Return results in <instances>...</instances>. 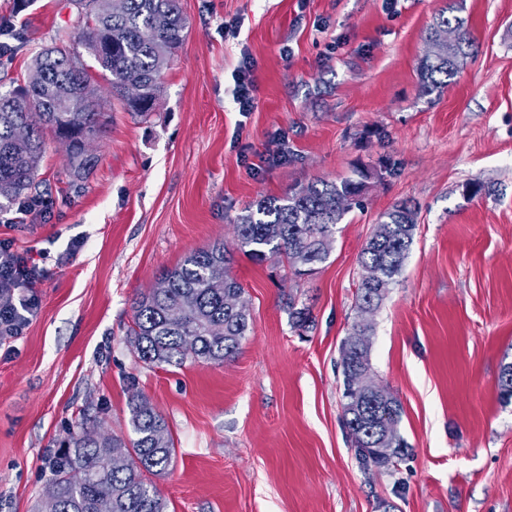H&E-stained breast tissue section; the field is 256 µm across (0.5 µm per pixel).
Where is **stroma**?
<instances>
[{
  "mask_svg": "<svg viewBox=\"0 0 512 512\" xmlns=\"http://www.w3.org/2000/svg\"><path fill=\"white\" fill-rule=\"evenodd\" d=\"M474 51L443 92H422L425 36L447 4ZM185 40L152 112L110 119L97 165L70 184L66 148L39 166L50 214L0 241L42 260L38 309L0 340V512H34L79 417L128 435L146 395L175 442L151 481L167 512H512V0H180ZM74 0H32L0 18L19 38L0 85H24L36 53L71 28ZM251 112L233 100L243 58ZM375 178L312 275L257 264L234 226L263 197L318 179ZM483 187L469 197L467 183ZM418 209L402 270L372 327L374 383L401 406L409 452L387 470L359 462L342 420V346L357 320L360 253L381 215ZM224 243L251 331L221 364L149 366L129 342L135 299L191 252ZM309 307L298 332L286 305Z\"/></svg>",
  "mask_w": 512,
  "mask_h": 512,
  "instance_id": "obj_1",
  "label": "stroma"
}]
</instances>
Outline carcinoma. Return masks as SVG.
<instances>
[{
    "label": "carcinoma",
    "mask_w": 512,
    "mask_h": 512,
    "mask_svg": "<svg viewBox=\"0 0 512 512\" xmlns=\"http://www.w3.org/2000/svg\"><path fill=\"white\" fill-rule=\"evenodd\" d=\"M160 16L166 23L158 29ZM434 27L454 29L457 41L447 55L420 59L419 84L426 93L447 87L457 74L453 58L469 54L472 47L466 19L442 11ZM184 30L180 0H123L110 15L84 11L74 31L66 34L74 48L48 47L34 57L33 69L44 75L42 85L0 90V210L36 189L48 135L69 140L65 167L71 182L86 180L96 164L85 154L84 142L102 132L105 113L79 94V85L92 75L77 47L109 74L112 97L126 111L142 115L154 107L159 75L182 44ZM128 85L138 87V98L125 95ZM371 176L363 169L356 179L316 180L283 198L256 201L235 224L239 249L254 262L276 260L287 263L297 276L313 274L330 255L336 226L362 205ZM380 223L388 226V234L371 237L360 254L362 268L379 275L374 282L361 280L360 312L376 309L399 274L413 240L417 210L397 203L382 214ZM227 263L224 243H215L163 272L166 287L136 299L128 336L141 361L180 367L187 362L220 364L236 354L249 332L250 315L244 308L226 306L224 297L240 298L243 288L227 271L220 282L209 277L212 267ZM288 313L297 330L312 323L306 306L298 308L290 301ZM354 336H371L370 326L353 323L343 346V423L362 466L387 468L407 453L408 445L397 433L401 408L382 390L352 387L356 376L371 374L369 344L354 345ZM498 389L501 399H512V363L503 365ZM128 414L129 437L78 424L64 441V451L48 461L49 481L59 490L58 512H166L165 499L147 475L169 468L174 439L144 394L130 397ZM115 454L125 457L129 467L110 468L109 458Z\"/></svg>",
    "instance_id": "cac0c4a2"
}]
</instances>
